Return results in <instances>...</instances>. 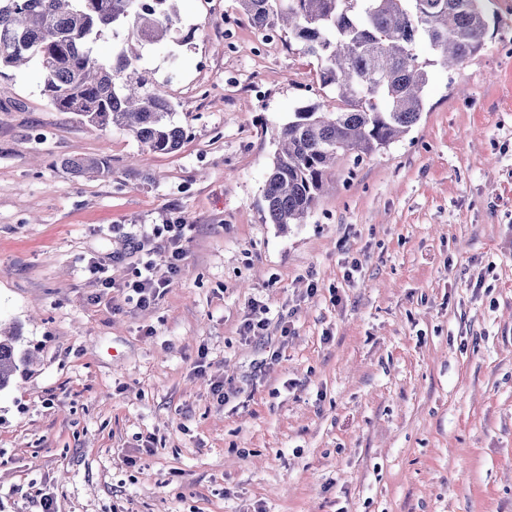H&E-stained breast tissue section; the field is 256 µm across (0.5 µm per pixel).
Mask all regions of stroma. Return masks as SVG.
Instances as JSON below:
<instances>
[{"label": "stroma", "mask_w": 512, "mask_h": 512, "mask_svg": "<svg viewBox=\"0 0 512 512\" xmlns=\"http://www.w3.org/2000/svg\"><path fill=\"white\" fill-rule=\"evenodd\" d=\"M178 9L140 60L175 152L58 111L36 66L0 72V324L35 356L0 390V512H512V0L461 69L418 45L420 122L354 176L338 160L285 230L262 210L272 130L325 103L317 63L238 0ZM176 218L173 280L152 227ZM149 260L171 285L141 309L120 284ZM267 308L258 303L252 304L250 317L243 324V334L245 336L259 337L264 335L268 325V318L263 317L267 314Z\"/></svg>", "instance_id": "obj_1"}]
</instances>
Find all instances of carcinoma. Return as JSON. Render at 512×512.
Returning a JSON list of instances; mask_svg holds the SVG:
<instances>
[{
	"mask_svg": "<svg viewBox=\"0 0 512 512\" xmlns=\"http://www.w3.org/2000/svg\"><path fill=\"white\" fill-rule=\"evenodd\" d=\"M175 0H0V69L39 67L52 105L93 127L130 133L153 153L177 151L187 130L175 106L139 69L131 43L154 44L176 30ZM255 29L288 24L304 54L314 58L333 101L297 109L276 129L278 149L262 199L272 224H302L332 177L336 161L363 162L386 150L421 119L427 63L424 43L444 67H463L484 49L486 0H239ZM112 59L93 44L104 33ZM77 175L104 171L96 158L68 159ZM20 335L0 331V390L19 364Z\"/></svg>",
	"mask_w": 512,
	"mask_h": 512,
	"instance_id": "obj_1",
	"label": "carcinoma"
}]
</instances>
